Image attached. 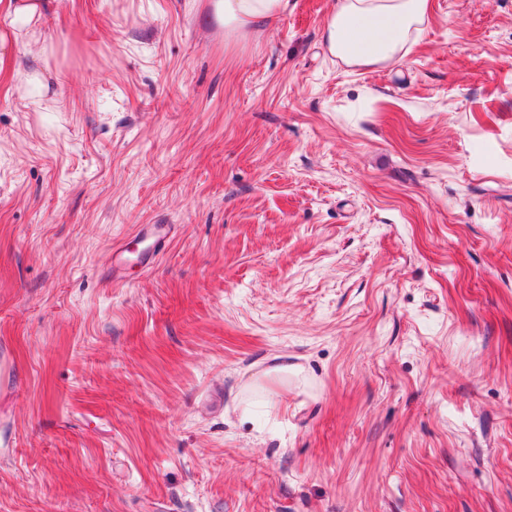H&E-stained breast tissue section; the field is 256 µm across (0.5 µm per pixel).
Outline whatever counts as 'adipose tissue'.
<instances>
[{
  "label": "adipose tissue",
  "mask_w": 512,
  "mask_h": 512,
  "mask_svg": "<svg viewBox=\"0 0 512 512\" xmlns=\"http://www.w3.org/2000/svg\"><path fill=\"white\" fill-rule=\"evenodd\" d=\"M51 0H0V72L11 63L9 50L19 36L37 25ZM429 0H336L322 37L329 52L356 65H376L410 51L423 25ZM227 33L275 24L288 11V0H214Z\"/></svg>",
  "instance_id": "obj_1"
}]
</instances>
